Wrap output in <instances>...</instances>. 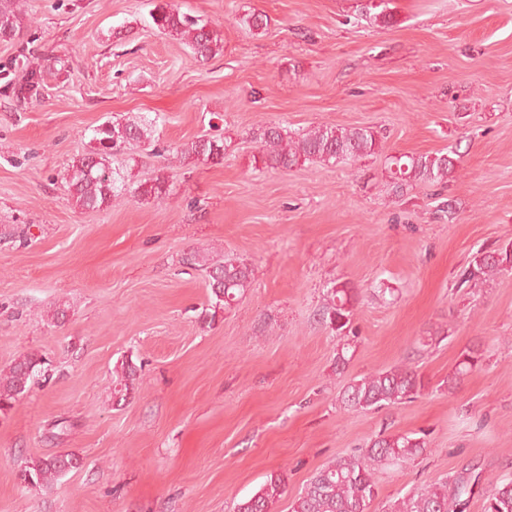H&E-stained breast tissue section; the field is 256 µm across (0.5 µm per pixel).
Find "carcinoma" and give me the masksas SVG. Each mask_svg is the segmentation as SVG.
<instances>
[{
  "instance_id": "obj_1",
  "label": "carcinoma",
  "mask_w": 512,
  "mask_h": 512,
  "mask_svg": "<svg viewBox=\"0 0 512 512\" xmlns=\"http://www.w3.org/2000/svg\"><path fill=\"white\" fill-rule=\"evenodd\" d=\"M25 12L19 0H0V41L15 39L24 27ZM152 23L163 35L184 42L200 62L218 54L222 38L210 23L199 16L181 12L171 5H157L151 12ZM40 76L31 73L14 88L18 99L40 95ZM151 125L143 121L105 122L95 130L99 148L79 155L68 165L65 181L70 196L86 210H103L112 199L126 191L118 185L109 156L128 147L150 140ZM257 144L254 162L266 170L288 169L301 162L352 165L376 153L379 138L368 128H337L319 124L306 130L290 132L280 125H262L252 131ZM182 158L199 161L224 158V140L197 137L174 150ZM391 178L395 187L403 189L412 183H446L454 170L446 153L401 155L392 160ZM142 200L162 199L164 181L148 179L132 190ZM512 270V243L484 251L474 258L471 277H492ZM208 287L215 307L230 309L249 291L252 269L245 262L214 260L206 267ZM354 289L334 284L326 293L320 319L330 329L349 334L354 315ZM482 350L469 347L448 377L452 388L481 365ZM44 358L26 354L0 375V412L11 407L27 392L32 382L48 376ZM114 394L125 400L138 389L137 367L125 360L114 368ZM428 387V382L415 370L396 366L350 380L342 391L341 401L347 409H376L414 398ZM425 436L416 434H380L358 452L339 456L317 471L295 500L292 512H370L378 496L375 471L382 465L411 462L426 452ZM79 464L72 453L60 452L26 462L21 479L32 486L51 487ZM288 476L284 471L272 472L252 496L236 505V512H272L274 504L286 492ZM478 476L459 474L444 482L417 488L396 500L390 512H466L471 486ZM483 512H512V480L492 483L485 491Z\"/></svg>"
}]
</instances>
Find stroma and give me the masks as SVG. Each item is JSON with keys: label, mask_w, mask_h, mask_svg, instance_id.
Listing matches in <instances>:
<instances>
[{"label": "stroma", "mask_w": 512, "mask_h": 512, "mask_svg": "<svg viewBox=\"0 0 512 512\" xmlns=\"http://www.w3.org/2000/svg\"><path fill=\"white\" fill-rule=\"evenodd\" d=\"M163 1L208 19L222 53L202 64L160 34ZM377 2L26 0L0 41V226L27 232L0 237V371L35 353L51 372L0 413V512H234L281 470L276 512H292L316 471L382 431L428 449L379 468L373 512L465 471L480 477L466 512H482L485 486L512 479V272L459 282L512 242V0H388L386 26ZM32 70L40 96L17 99ZM129 119L151 140L112 165L129 190L163 176L166 196L81 208L65 168ZM266 123L369 127L381 148L259 170ZM201 135L223 137V160H173ZM439 151L446 184L394 189L392 157ZM205 258L251 267L231 309L213 311ZM342 282L358 338L339 373L344 338L319 314ZM474 345L482 365L447 388ZM128 357L139 389L121 401ZM397 365L429 389L344 409L350 379ZM62 451L80 463L53 488L21 483L27 460ZM113 373V392L120 400H126L137 392V367L131 360H123L120 365L115 366Z\"/></svg>", "instance_id": "1"}]
</instances>
